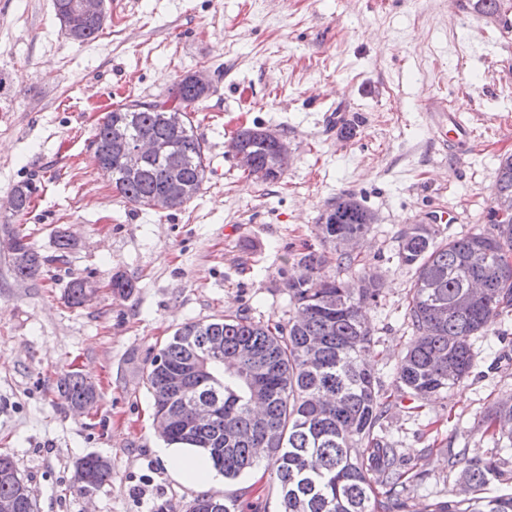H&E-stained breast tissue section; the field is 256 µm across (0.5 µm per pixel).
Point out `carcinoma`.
<instances>
[{"instance_id": "1", "label": "carcinoma", "mask_w": 512, "mask_h": 512, "mask_svg": "<svg viewBox=\"0 0 512 512\" xmlns=\"http://www.w3.org/2000/svg\"><path fill=\"white\" fill-rule=\"evenodd\" d=\"M208 93L181 78L170 99L188 112L197 111ZM159 102L132 101L104 113L92 141L109 137L130 142L150 136L175 143L183 182H168L169 157L149 159L138 175L128 174L112 157L104 174L120 198L145 208L151 195L172 196L180 208L202 190L208 168L204 143L192 121L179 133L165 125ZM261 127L238 130L249 176L266 171L272 183L274 150L260 135ZM16 215L23 217L40 192L34 179L12 188ZM494 199L512 202V156L501 159ZM373 212L353 194H340L319 215L316 237L336 257L312 248L293 258L288 288L296 317L282 324L226 314L216 322H188L152 358L146 373L154 412L178 405L189 412L199 401L209 403L216 416L192 434L172 428L169 444L202 448L227 480H235L259 464L255 448L267 449V467L275 472L281 512H407V482L421 483L423 472L407 476L394 443L378 431L382 394L367 354L375 346L371 327L358 314V305L376 301L381 277L363 270L344 279L341 271L358 264L340 249L348 236H364ZM16 253L9 255L19 278L34 277L41 256L26 236L13 234ZM397 255L413 270L405 316L415 336L393 368L396 390L413 400L446 392L469 377L475 365L472 338L493 333L496 319L512 307V221L491 220L490 228L462 236L443 237L432 224H408L398 237ZM90 281L75 279L66 289L67 302L80 306ZM220 340L224 361L179 392L168 387L169 373ZM57 392L68 406L92 405L97 387L77 372L61 376ZM500 419L512 422V397L488 408L485 431ZM101 456L89 454L75 463L81 487L100 486L112 478ZM508 459H471L457 484L424 512H512V492L490 495L489 486L512 482ZM14 498L16 512H36L33 488L19 473L14 459L0 454V498ZM189 512H256L254 504L237 499L224 502L211 496L196 498Z\"/></svg>"}]
</instances>
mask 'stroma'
<instances>
[{
    "label": "stroma",
    "instance_id": "obj_1",
    "mask_svg": "<svg viewBox=\"0 0 512 512\" xmlns=\"http://www.w3.org/2000/svg\"><path fill=\"white\" fill-rule=\"evenodd\" d=\"M107 10L98 37L79 44L53 0H0V200L27 178L42 183L26 216L0 209V239L26 235L44 258L22 280L0 252V453L33 487L37 512H186L198 492L156 454L150 362L188 322L288 321L283 273L318 245L317 219L343 192L376 217L358 254L383 288L362 313L374 375L392 397L383 426L405 466L427 473L410 506L454 481L449 449L511 457L480 420L512 396V311L494 335L475 338L471 375L446 394L415 405L394 397L393 367L413 336L400 229L487 227L499 163L512 155V28L502 26L512 0L491 18L476 0H107ZM200 66L215 75L193 114L210 158L202 191L178 209L124 203L91 146L99 118L164 98ZM436 99L467 120L466 143L435 141L427 108ZM329 112L348 116L352 137L326 130ZM256 124L294 150L277 182L255 181L226 149ZM59 231L73 244L62 258ZM116 275L132 282L128 295L112 292ZM76 278L99 288L82 307L65 299ZM69 371L96 383L92 415L59 398ZM91 453L111 458L112 480L87 491L75 462ZM222 497L280 509L262 463L226 482Z\"/></svg>",
    "mask_w": 512,
    "mask_h": 512
}]
</instances>
